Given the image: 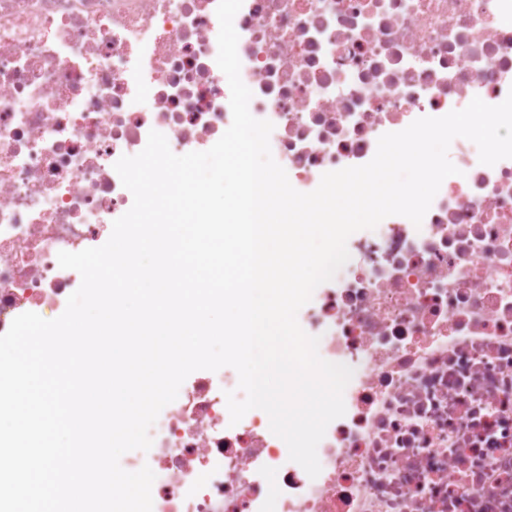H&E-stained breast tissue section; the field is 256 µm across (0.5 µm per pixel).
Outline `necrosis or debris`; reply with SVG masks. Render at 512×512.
<instances>
[{"label":"necrosis or debris","mask_w":512,"mask_h":512,"mask_svg":"<svg viewBox=\"0 0 512 512\" xmlns=\"http://www.w3.org/2000/svg\"><path fill=\"white\" fill-rule=\"evenodd\" d=\"M217 4L0 0V334L78 289L57 255L131 208L121 156L153 130L205 151L231 125ZM234 27L249 110L301 192L385 133L512 92V0H243ZM347 249L298 318L353 370L318 477L263 410L231 423L238 384L206 370L150 430L152 512H512V159L467 158L421 225L391 215Z\"/></svg>","instance_id":"4bbe7bcc"}]
</instances>
